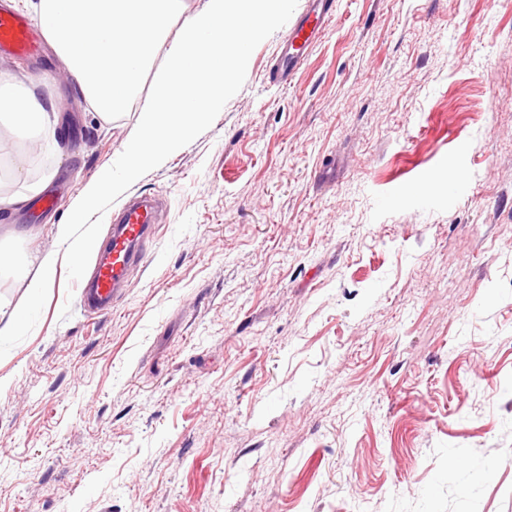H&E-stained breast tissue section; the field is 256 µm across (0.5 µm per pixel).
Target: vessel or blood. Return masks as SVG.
<instances>
[{
  "label": "vessel or blood",
  "instance_id": "vessel-or-blood-1",
  "mask_svg": "<svg viewBox=\"0 0 512 512\" xmlns=\"http://www.w3.org/2000/svg\"><path fill=\"white\" fill-rule=\"evenodd\" d=\"M333 0H308L305 11L291 25L276 62L281 78H288L302 60L304 49L326 28ZM44 37L27 18L0 5V59L38 57ZM161 206L146 195L132 198L116 213L93 268L80 284V306L90 317L108 312L126 287L130 273L140 266L147 244L155 237Z\"/></svg>",
  "mask_w": 512,
  "mask_h": 512
}]
</instances>
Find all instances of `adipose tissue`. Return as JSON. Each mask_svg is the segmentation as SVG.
Segmentation results:
<instances>
[{"label": "adipose tissue", "mask_w": 512, "mask_h": 512, "mask_svg": "<svg viewBox=\"0 0 512 512\" xmlns=\"http://www.w3.org/2000/svg\"><path fill=\"white\" fill-rule=\"evenodd\" d=\"M286 7L287 0H206L189 14L183 0H35L30 9L41 29L104 120L127 109L156 54L165 55L153 92L139 109L136 134L90 186V201L119 191L164 153L182 147L232 91L236 75L250 64L253 45L278 26ZM53 85L49 73L28 77L6 115L17 134L54 139ZM94 247V226L62 224L54 249L0 256V269L22 274L36 268L30 285L36 301L59 261L77 264Z\"/></svg>", "instance_id": "1"}]
</instances>
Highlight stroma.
<instances>
[{
	"label": "stroma",
	"instance_id": "obj_1",
	"mask_svg": "<svg viewBox=\"0 0 512 512\" xmlns=\"http://www.w3.org/2000/svg\"><path fill=\"white\" fill-rule=\"evenodd\" d=\"M288 82L305 0L221 109L144 168L167 206L111 311L58 266L0 275V512H512V0H335ZM63 152L0 123V250L55 246L152 93L104 122L53 51ZM33 236H25L28 228Z\"/></svg>",
	"mask_w": 512,
	"mask_h": 512
}]
</instances>
